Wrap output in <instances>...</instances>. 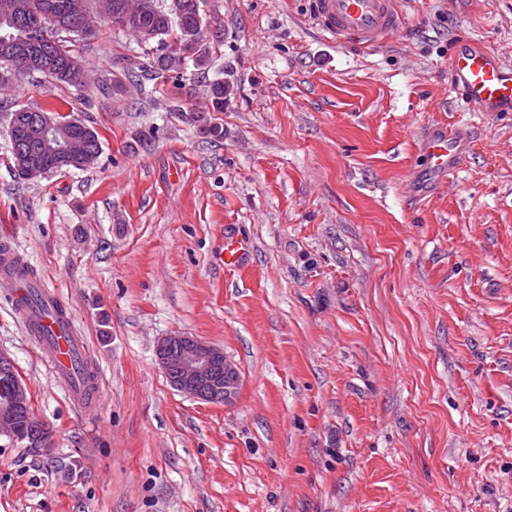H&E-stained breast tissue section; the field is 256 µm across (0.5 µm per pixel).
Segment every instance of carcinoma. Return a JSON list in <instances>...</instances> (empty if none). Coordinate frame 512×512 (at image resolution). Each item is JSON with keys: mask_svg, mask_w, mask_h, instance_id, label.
I'll use <instances>...</instances> for the list:
<instances>
[{"mask_svg": "<svg viewBox=\"0 0 512 512\" xmlns=\"http://www.w3.org/2000/svg\"><path fill=\"white\" fill-rule=\"evenodd\" d=\"M27 17L9 26L0 25V36L14 34L17 37L33 38L44 35L42 20L37 13L45 0H29ZM179 13L159 9L158 0H112L110 23L133 33L140 39L143 55L147 57L149 72L158 77L171 75L174 79L183 78L188 66H193L196 74L208 72L212 64V46L224 41V30L217 26L207 36L206 0H175ZM76 57L69 49L67 40L56 38L51 45V72L46 77L78 91L84 89L87 80L83 75L71 70V60ZM234 95V85L216 78L208 83V99L211 109L187 113L200 134L210 141L224 139V125L213 121L210 112L224 111V105ZM84 132L87 155L97 159L101 154L98 133L81 124ZM20 380L17 368L10 360H0V402L8 396L14 384ZM13 440L24 446L33 442H44L51 438L50 427L37 420L32 407H20L14 414Z\"/></svg>", "mask_w": 512, "mask_h": 512, "instance_id": "obj_1", "label": "carcinoma"}]
</instances>
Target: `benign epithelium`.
I'll return each mask as SVG.
<instances>
[{"instance_id":"1","label":"benign epithelium","mask_w":512,"mask_h":512,"mask_svg":"<svg viewBox=\"0 0 512 512\" xmlns=\"http://www.w3.org/2000/svg\"><path fill=\"white\" fill-rule=\"evenodd\" d=\"M91 8L87 0L79 2L77 13L83 15L77 29L84 37L92 36L98 27L95 15L105 19L112 16L107 0H95ZM45 60L32 56L24 40H14L0 45V87L9 85L13 78L41 68ZM30 139L36 143L39 154L64 162L85 158L83 142L71 134L52 113L40 115L38 124L29 128ZM25 179L34 180L47 174L45 167L29 155L16 158ZM177 348V355L170 354ZM157 359L164 374L170 376V384L179 392L208 403L230 404L237 396L240 374L224 352L192 336L173 335L164 337L157 345ZM28 401L24 385L12 389L8 401L0 404V435H13L14 410L26 406Z\"/></svg>"}]
</instances>
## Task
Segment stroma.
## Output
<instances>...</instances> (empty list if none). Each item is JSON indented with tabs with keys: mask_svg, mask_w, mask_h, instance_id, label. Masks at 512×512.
<instances>
[{
	"mask_svg": "<svg viewBox=\"0 0 512 512\" xmlns=\"http://www.w3.org/2000/svg\"><path fill=\"white\" fill-rule=\"evenodd\" d=\"M384 45L339 43L313 0H208L207 77L156 78L133 34L74 50L83 90L0 88V241L94 354L101 406L69 405L0 285V350L53 450L0 437V512H512V112L450 80L456 39L512 65V0H399ZM236 90L203 138L205 81ZM81 120L97 163L15 178L8 115ZM471 134L414 204L424 126ZM249 241L225 267L224 233ZM221 348L234 402L177 392L156 347Z\"/></svg>",
	"mask_w": 512,
	"mask_h": 512,
	"instance_id": "1",
	"label": "stroma"
}]
</instances>
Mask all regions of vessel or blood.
I'll use <instances>...</instances> for the list:
<instances>
[{
	"mask_svg": "<svg viewBox=\"0 0 512 512\" xmlns=\"http://www.w3.org/2000/svg\"><path fill=\"white\" fill-rule=\"evenodd\" d=\"M315 12L324 33L340 42L353 38L366 47L382 44L401 27L397 0H315ZM451 81L460 95L481 111L512 112V67L494 53L468 40H457L451 54ZM469 146L463 129L444 125L425 129L418 147L424 163L412 177L415 200L431 195L457 172ZM0 280L12 282L17 293L26 291V264L7 246L0 248ZM40 295L42 310H20L29 334L52 349L50 366L68 383L73 404L100 401L98 383L76 376L78 367L88 364V347L74 335L71 315L48 290H41Z\"/></svg>",
	"mask_w": 512,
	"mask_h": 512,
	"instance_id": "b4317fda",
	"label": "vessel or blood"
}]
</instances>
